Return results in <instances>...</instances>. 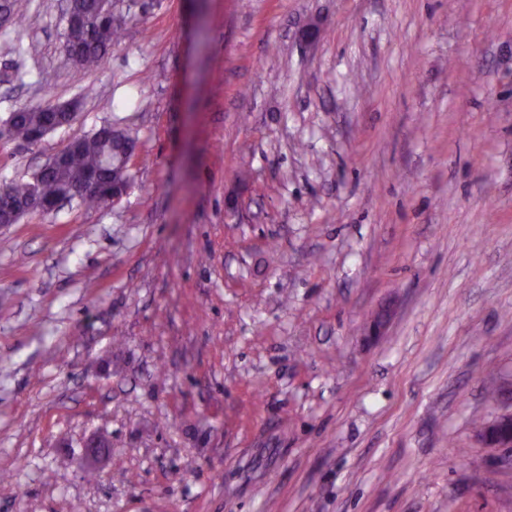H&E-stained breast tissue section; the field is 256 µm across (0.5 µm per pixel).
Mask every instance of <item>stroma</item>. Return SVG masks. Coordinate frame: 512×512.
Wrapping results in <instances>:
<instances>
[{"mask_svg":"<svg viewBox=\"0 0 512 512\" xmlns=\"http://www.w3.org/2000/svg\"><path fill=\"white\" fill-rule=\"evenodd\" d=\"M14 2L0 122L81 109L0 186L138 157L0 227V512H512V0H114L92 70ZM136 138L128 131L117 133L110 126L100 127L91 134L79 137L71 146L66 161L48 172L40 181V195L46 205L70 194L79 195L86 207H92L105 198L118 202L125 191L112 190L114 181L127 185L128 172H120L127 160V151L136 147ZM4 186V185H3ZM31 181L14 182L0 187V212L10 211L30 192ZM40 196L33 192L22 206L23 216L45 212Z\"/></svg>","mask_w":512,"mask_h":512,"instance_id":"1","label":"stroma"}]
</instances>
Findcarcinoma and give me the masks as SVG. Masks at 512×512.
I'll list each match as a JSON object with an SVG mask.
<instances>
[{"mask_svg": "<svg viewBox=\"0 0 512 512\" xmlns=\"http://www.w3.org/2000/svg\"><path fill=\"white\" fill-rule=\"evenodd\" d=\"M121 21L104 7L101 0H71L65 14L64 51L77 66L94 67L118 42ZM52 105L23 107L0 124V137L31 141L33 135L50 124ZM136 147V138L128 131L118 133L110 126L78 138L66 161L48 172L40 181V195L46 205L64 195H79L87 207L112 197V184H127L128 174L121 172L127 151ZM31 182H14L0 192V212L11 210L28 196Z\"/></svg>", "mask_w": 512, "mask_h": 512, "instance_id": "obj_1", "label": "carcinoma"}]
</instances>
